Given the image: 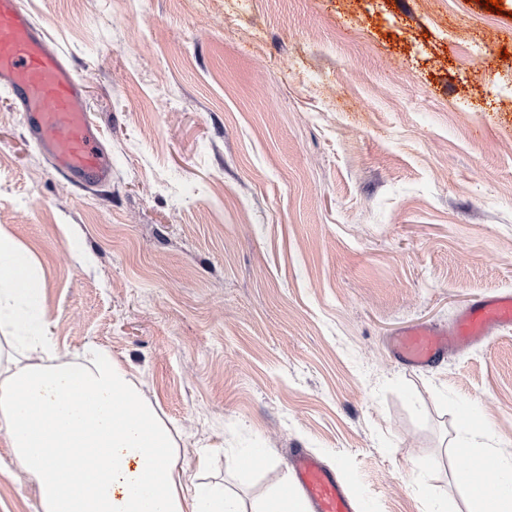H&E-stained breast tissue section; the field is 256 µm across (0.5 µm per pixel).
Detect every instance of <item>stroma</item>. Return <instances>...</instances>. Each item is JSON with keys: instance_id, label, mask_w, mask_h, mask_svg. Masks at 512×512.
<instances>
[{"instance_id": "stroma-1", "label": "stroma", "mask_w": 512, "mask_h": 512, "mask_svg": "<svg viewBox=\"0 0 512 512\" xmlns=\"http://www.w3.org/2000/svg\"><path fill=\"white\" fill-rule=\"evenodd\" d=\"M24 2L112 158L67 182L0 92V225L60 348H110L185 483L250 512L293 448L357 512H463V429L512 453V327L420 369L384 344L512 291V0ZM38 505L0 434V512Z\"/></svg>"}]
</instances>
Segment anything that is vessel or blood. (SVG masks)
Here are the masks:
<instances>
[{"label":"vessel or blood","instance_id":"obj_1","mask_svg":"<svg viewBox=\"0 0 512 512\" xmlns=\"http://www.w3.org/2000/svg\"><path fill=\"white\" fill-rule=\"evenodd\" d=\"M0 91L13 99L29 137L59 175L86 188L111 180L112 161L87 110L83 81L23 0H0ZM508 327L512 292H500L472 303L450 326L415 325L390 337L387 347L406 366L421 368ZM289 462L293 485L312 512H355L354 498L319 458L294 448Z\"/></svg>","mask_w":512,"mask_h":512}]
</instances>
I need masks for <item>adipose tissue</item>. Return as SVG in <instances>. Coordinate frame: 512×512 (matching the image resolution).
I'll use <instances>...</instances> for the list:
<instances>
[{"mask_svg":"<svg viewBox=\"0 0 512 512\" xmlns=\"http://www.w3.org/2000/svg\"><path fill=\"white\" fill-rule=\"evenodd\" d=\"M1 430L40 512H245L221 484H185L169 426L110 350L57 345L32 255L0 226ZM461 445L497 472L491 482L455 474L466 512H512V455L484 427Z\"/></svg>","mask_w":512,"mask_h":512,"instance_id":"1","label":"adipose tissue"}]
</instances>
